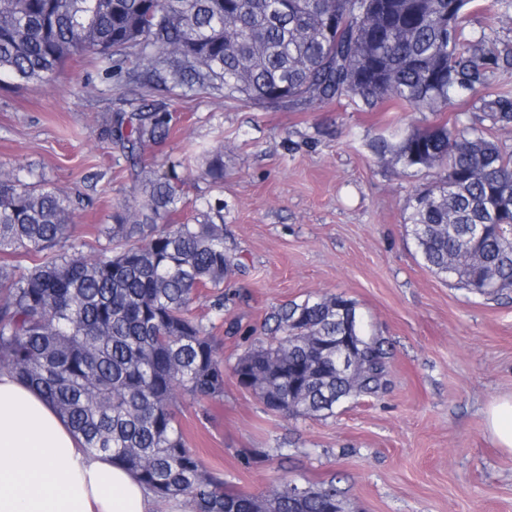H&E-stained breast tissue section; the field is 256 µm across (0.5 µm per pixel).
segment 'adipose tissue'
I'll list each match as a JSON object with an SVG mask.
<instances>
[{"mask_svg": "<svg viewBox=\"0 0 512 512\" xmlns=\"http://www.w3.org/2000/svg\"><path fill=\"white\" fill-rule=\"evenodd\" d=\"M494 445L512 453V394L485 412ZM138 478L82 448L36 390L0 371V512H156Z\"/></svg>", "mask_w": 512, "mask_h": 512, "instance_id": "1", "label": "adipose tissue"}]
</instances>
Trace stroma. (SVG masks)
<instances>
[{"instance_id":"35a3bbf8","label":"stroma","mask_w":512,"mask_h":512,"mask_svg":"<svg viewBox=\"0 0 512 512\" xmlns=\"http://www.w3.org/2000/svg\"><path fill=\"white\" fill-rule=\"evenodd\" d=\"M464 35L487 58L512 49V0H472ZM131 61L106 68L73 58L48 82L0 80V168L80 199L72 235L97 255V231L132 202L133 162L108 131L116 114L173 116L148 169L184 181L185 219L224 204V245L243 265L223 313L201 290L193 312L233 363L243 334L266 339L284 304L341 294L388 352V383L329 417L271 413L232 375L222 400H181L190 448L239 489L265 493L281 476L336 485L349 512H512V454L496 448L484 411L512 393V289L482 296L425 268L407 231V201L430 171L377 159L371 140L434 117L349 97L285 110L225 98L223 90L126 83ZM479 95L463 114L512 150V127L489 125ZM221 152L224 180L204 169Z\"/></svg>"}]
</instances>
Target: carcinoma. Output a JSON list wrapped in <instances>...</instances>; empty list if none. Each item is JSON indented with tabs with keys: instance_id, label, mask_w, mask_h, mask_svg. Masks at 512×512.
<instances>
[{
	"instance_id": "carcinoma-1",
	"label": "carcinoma",
	"mask_w": 512,
	"mask_h": 512,
	"mask_svg": "<svg viewBox=\"0 0 512 512\" xmlns=\"http://www.w3.org/2000/svg\"><path fill=\"white\" fill-rule=\"evenodd\" d=\"M473 0H0V76L46 81L76 56L110 60L134 50L143 71L175 84L224 88V97L275 109L357 99L367 111L395 102L445 112L462 90L485 88L484 59L463 34ZM181 50L161 60L162 49ZM485 117L512 125V93L484 92ZM167 112L114 120L131 157L170 134ZM381 161L442 169L412 198L408 232L425 266L484 296L512 288V152L455 115L370 145ZM183 182L137 172V206L122 204L99 229V255L73 238V200L46 185L0 176V370L36 388L82 445L123 465L165 502L194 512H345L333 484L288 498L284 477L268 495L227 488L188 447L176 391L193 400L224 397V357L192 315L201 288L224 308V283L242 266L224 246V205L206 204L194 224L177 221ZM486 225L467 248L466 230ZM501 281L478 286L482 275ZM337 295L287 303L273 315L277 335L240 353L230 372L266 408L291 417L326 416L386 385L388 349L362 337V367L331 370L291 392L300 367L321 363L318 342L336 338Z\"/></svg>"
}]
</instances>
